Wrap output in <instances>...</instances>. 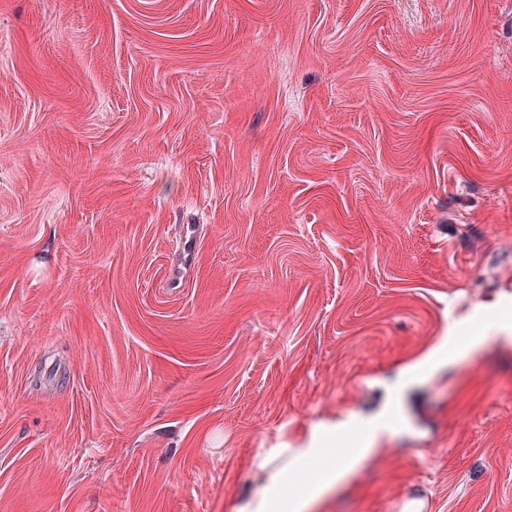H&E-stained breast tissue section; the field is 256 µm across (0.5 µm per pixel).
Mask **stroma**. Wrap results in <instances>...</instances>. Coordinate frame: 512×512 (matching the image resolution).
<instances>
[{"label":"stroma","mask_w":512,"mask_h":512,"mask_svg":"<svg viewBox=\"0 0 512 512\" xmlns=\"http://www.w3.org/2000/svg\"><path fill=\"white\" fill-rule=\"evenodd\" d=\"M374 422L312 512H512V0H0V512ZM392 512H432V498L426 490H416L414 493L396 500Z\"/></svg>","instance_id":"stroma-1"}]
</instances>
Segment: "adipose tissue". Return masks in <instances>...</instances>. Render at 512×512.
Wrapping results in <instances>:
<instances>
[{
    "instance_id": "adipose-tissue-1",
    "label": "adipose tissue",
    "mask_w": 512,
    "mask_h": 512,
    "mask_svg": "<svg viewBox=\"0 0 512 512\" xmlns=\"http://www.w3.org/2000/svg\"><path fill=\"white\" fill-rule=\"evenodd\" d=\"M358 442V448L339 463L327 458L322 447L298 449L289 462L269 455L260 466L257 492L238 505L236 512H306L311 503L342 483L369 453L370 436H360Z\"/></svg>"
}]
</instances>
